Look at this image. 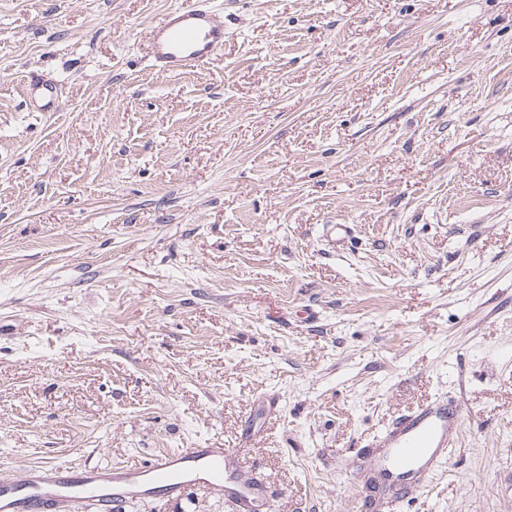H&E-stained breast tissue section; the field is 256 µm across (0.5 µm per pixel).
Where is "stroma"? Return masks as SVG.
Here are the masks:
<instances>
[{"mask_svg":"<svg viewBox=\"0 0 512 512\" xmlns=\"http://www.w3.org/2000/svg\"><path fill=\"white\" fill-rule=\"evenodd\" d=\"M214 2L171 77L191 0H0V476L233 448L257 512H364V442L451 393L406 512H512V0ZM211 0L171 9L149 31L151 66L162 75L201 69L224 48V22ZM23 94L32 112H58L62 105L61 87L55 78L38 70H28Z\"/></svg>","mask_w":512,"mask_h":512,"instance_id":"stroma-1","label":"stroma"}]
</instances>
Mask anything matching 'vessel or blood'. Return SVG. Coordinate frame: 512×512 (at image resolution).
Masks as SVG:
<instances>
[{
	"mask_svg": "<svg viewBox=\"0 0 512 512\" xmlns=\"http://www.w3.org/2000/svg\"><path fill=\"white\" fill-rule=\"evenodd\" d=\"M223 48L224 24L212 0L169 10L147 40L151 65L162 75L201 69ZM23 94L35 112H56L62 105L58 80L37 70L26 72ZM463 420L459 397L438 396L372 436L371 480L382 495L368 503L369 512H403L408 492L446 465ZM234 459L230 448H179L135 468L31 465L0 479V512H66L72 504L84 512H118L140 500L172 501L200 488L228 500L237 512H255L263 488L229 479Z\"/></svg>",
	"mask_w": 512,
	"mask_h": 512,
	"instance_id": "b4317fda",
	"label": "vessel or blood"
}]
</instances>
